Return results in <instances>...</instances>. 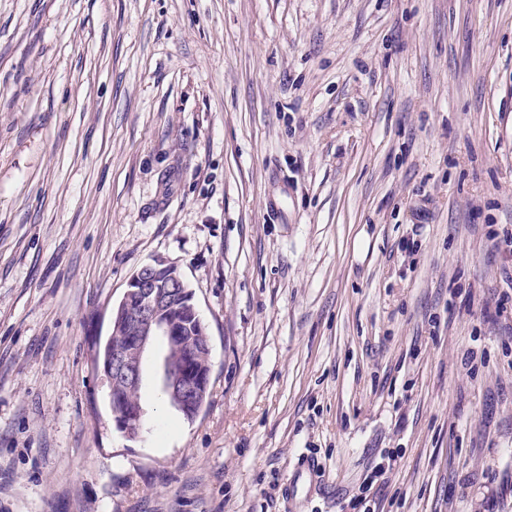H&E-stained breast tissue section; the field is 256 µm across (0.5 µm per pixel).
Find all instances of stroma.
I'll list each match as a JSON object with an SVG mask.
<instances>
[{
  "mask_svg": "<svg viewBox=\"0 0 512 512\" xmlns=\"http://www.w3.org/2000/svg\"><path fill=\"white\" fill-rule=\"evenodd\" d=\"M502 229L512 0H0V512H512ZM158 258L209 397L150 356L130 440L94 354Z\"/></svg>",
  "mask_w": 512,
  "mask_h": 512,
  "instance_id": "stroma-1",
  "label": "stroma"
}]
</instances>
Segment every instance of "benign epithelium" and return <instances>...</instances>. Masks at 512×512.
<instances>
[{
  "label": "benign epithelium",
  "instance_id": "obj_1",
  "mask_svg": "<svg viewBox=\"0 0 512 512\" xmlns=\"http://www.w3.org/2000/svg\"><path fill=\"white\" fill-rule=\"evenodd\" d=\"M167 274L168 281L158 279ZM180 298L181 319L203 326L193 292L187 288L176 266L156 260L140 268L130 278L120 301V307L133 312V320L114 326L113 334L121 342L135 348L130 354L121 347L112 351V364L105 378L112 393V421L128 438H135L141 431L143 410L126 408L124 394L141 387L143 382L142 360L159 342L184 352L187 364L180 371L167 368V357H162V389L170 402L185 416L194 419L205 404L210 379L197 365L200 346L210 347L206 340L180 335L176 320L168 314L174 297Z\"/></svg>",
  "mask_w": 512,
  "mask_h": 512
}]
</instances>
